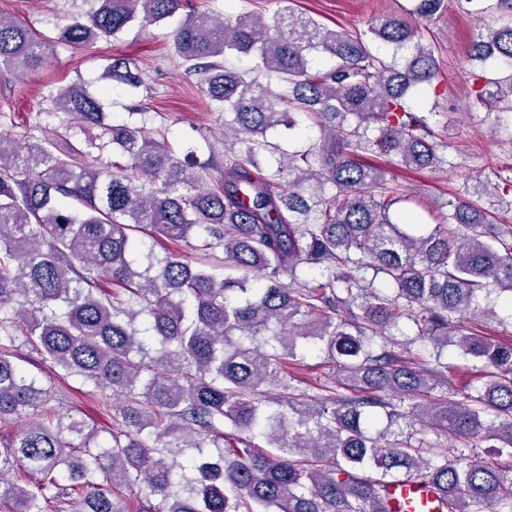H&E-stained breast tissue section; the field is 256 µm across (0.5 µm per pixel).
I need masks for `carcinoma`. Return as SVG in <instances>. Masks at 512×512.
Here are the masks:
<instances>
[{"label":"carcinoma","instance_id":"cac0c4a2","mask_svg":"<svg viewBox=\"0 0 512 512\" xmlns=\"http://www.w3.org/2000/svg\"><path fill=\"white\" fill-rule=\"evenodd\" d=\"M82 2L57 42L89 48L136 22L144 30L184 15L173 55L246 149L224 150L221 176L206 187L158 130L112 123L82 80L49 89L54 131L38 120L0 130V423L51 398L17 366L19 342L126 400L106 444L55 415L1 434L0 512H126L125 490L142 496L140 512H389L386 478L399 471L427 483L442 512H512V344L468 324L495 316L481 298H512V226L459 197L441 223L420 224L395 210L404 198L362 158L375 145L405 168L447 164L412 103L439 73L413 20L448 0H411L405 16L372 18L355 35L296 15L290 0L267 21L211 17L193 0ZM489 8L501 23L469 45L470 93L512 112V0ZM54 48L0 12L1 71L23 74ZM242 56L288 90L226 65ZM100 79L144 86L127 58ZM296 114L321 141L261 167L267 132L296 128ZM371 124L373 143L361 133ZM109 147L124 162L105 157ZM135 232L195 236L199 257L150 249L138 258ZM317 265L327 281H298ZM401 318L433 348L451 344L482 363L476 394L421 401L433 370L375 341ZM299 337L321 344L358 395L330 388L275 407L256 399L297 358ZM416 421L481 439L496 463L461 466L426 457L409 438L388 440Z\"/></svg>","mask_w":512,"mask_h":512}]
</instances>
